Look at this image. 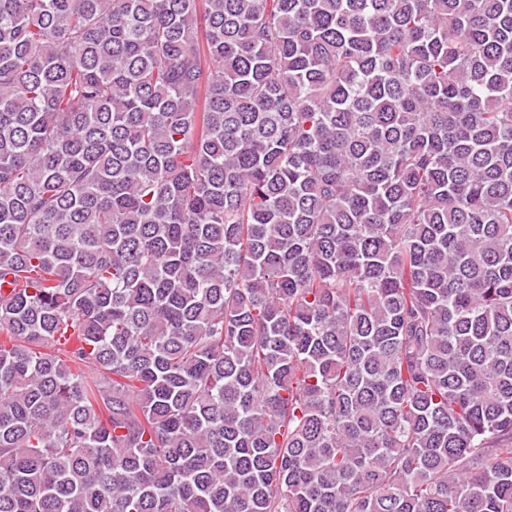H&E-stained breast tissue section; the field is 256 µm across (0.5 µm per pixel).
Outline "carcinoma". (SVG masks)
Instances as JSON below:
<instances>
[{
    "label": "carcinoma",
    "mask_w": 512,
    "mask_h": 512,
    "mask_svg": "<svg viewBox=\"0 0 512 512\" xmlns=\"http://www.w3.org/2000/svg\"><path fill=\"white\" fill-rule=\"evenodd\" d=\"M0 512H512V0H0Z\"/></svg>",
    "instance_id": "obj_1"
}]
</instances>
